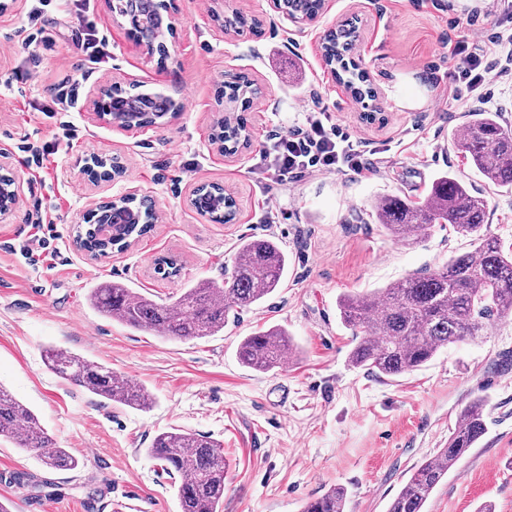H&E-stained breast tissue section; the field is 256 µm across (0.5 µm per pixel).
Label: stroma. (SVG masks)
Listing matches in <instances>:
<instances>
[{
	"label": "stroma",
	"instance_id": "obj_1",
	"mask_svg": "<svg viewBox=\"0 0 512 512\" xmlns=\"http://www.w3.org/2000/svg\"><path fill=\"white\" fill-rule=\"evenodd\" d=\"M0 11V152L9 153L23 193L0 216V386L30 407L80 468L50 472L0 439V501L11 512H178L172 479L147 450L173 428L224 446L227 483L221 512H300L303 503L342 487L346 512H386L423 460L443 448L474 396L487 398L486 435L440 483L425 512H512V320L456 343L416 370L378 377L354 368L351 333L339 320L343 293L370 292L432 271L469 241L450 225L431 226L413 243L389 240L369 210L380 197L422 198L437 173L452 171L489 203L491 234L512 244V188L486 182L448 134L476 110L466 90L448 93V49L467 41L486 53L504 0H325L304 28L269 12L266 0H173L167 59L138 46L112 21L106 0L90 9L108 40L88 63L82 12L69 0H6ZM258 18L259 27L226 32L225 10ZM350 19L360 40L353 57L374 80L382 121L363 110L322 59L329 27ZM246 76L260 94L236 108L250 148L228 158L211 132L224 99V77ZM78 85L55 117L43 109L54 76ZM116 80L159 91L184 108L170 122L123 131L95 119L94 91ZM327 108L360 138L389 141L370 156L364 176L342 172L270 180L278 219L261 224L263 198L249 167L271 131L302 123L305 109ZM73 134L60 140L59 126ZM58 143L40 164L35 150ZM118 157L122 178L94 181L85 158ZM218 183L237 202L230 224L198 215L189 199ZM149 194L158 220L127 250L92 260L73 232L93 203L130 190ZM42 209L64 244L46 267L29 268L13 248ZM275 235L288 272L269 299L205 339L168 340L134 330L91 308V288L119 281L154 300L179 295L187 282L223 283L240 239ZM178 272L162 277L159 259ZM288 330L300 347L289 366L259 372L237 347L260 328ZM57 346L129 376L154 396L142 412L91 394L48 369Z\"/></svg>",
	"mask_w": 512,
	"mask_h": 512
}]
</instances>
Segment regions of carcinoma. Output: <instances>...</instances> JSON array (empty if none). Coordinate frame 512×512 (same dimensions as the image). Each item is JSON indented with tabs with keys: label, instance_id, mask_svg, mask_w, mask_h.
I'll return each instance as SVG.
<instances>
[{
	"label": "carcinoma",
	"instance_id": "cac0c4a2",
	"mask_svg": "<svg viewBox=\"0 0 512 512\" xmlns=\"http://www.w3.org/2000/svg\"><path fill=\"white\" fill-rule=\"evenodd\" d=\"M284 8L300 18L312 17L323 0H287ZM168 4L154 0L140 8L132 21V33L149 46L163 43L169 27ZM258 25L235 11L224 16V29L239 30ZM357 29L341 32L324 46V61L359 102L373 97L365 72L351 61L347 41ZM226 101L247 107L258 88L244 76L224 81ZM112 98L123 105L124 115L139 127L153 125L175 109L160 92H134L112 88ZM246 126L242 119L217 120L212 140L224 148L240 146ZM452 142L485 180L512 188V127L496 112L470 114ZM210 220L227 223L232 214L224 189L200 197ZM122 214L112 224L119 236L100 241L84 233L87 247L99 254L121 250L147 234L156 221L151 202L127 198L112 205ZM488 202L450 171L440 173L423 200L413 202L397 196L376 199L371 217L390 239L406 243L432 224H449L469 239L470 249L448 259L427 274H413L372 292L347 294L337 307L341 323L352 331L349 352L352 366L375 375L399 376L430 361L451 344L473 338L487 326L512 317V249L488 231ZM288 254L273 236L244 238L235 254L224 284L199 280L169 301L147 298L121 282H106L91 289V304L101 314L132 329H145L173 339L214 336L224 330L230 313L251 309L271 295L283 282ZM296 355L288 331L281 327L258 330L241 339L238 357L247 367L271 371L283 366L285 355ZM49 367L90 393L114 403L148 410L154 404L150 392L132 378L120 377L104 366L64 348H52ZM487 400L478 396L464 409L448 443L422 462L390 503L387 512H425L435 488L487 432ZM0 437L15 447L37 454L43 466L53 471L75 470L79 460L56 445L34 413L0 386ZM168 475L178 477L176 495L180 512H219L227 475L223 445L207 436L171 429L157 434L147 449ZM347 491L341 487L307 500L302 512H345Z\"/></svg>",
	"mask_w": 512,
	"mask_h": 512
}]
</instances>
